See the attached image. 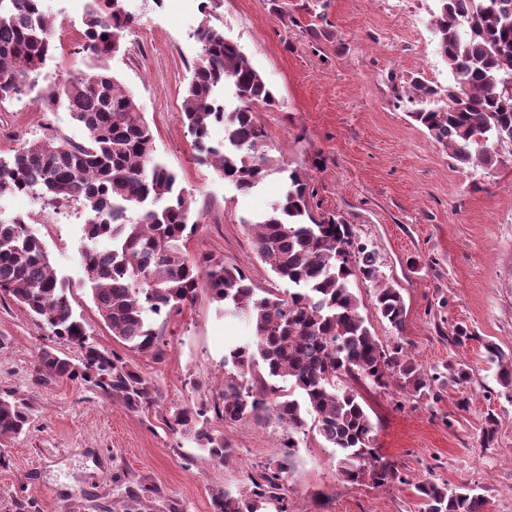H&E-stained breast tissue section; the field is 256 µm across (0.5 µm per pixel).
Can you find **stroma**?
<instances>
[{"label":"stroma","mask_w":512,"mask_h":512,"mask_svg":"<svg viewBox=\"0 0 512 512\" xmlns=\"http://www.w3.org/2000/svg\"><path fill=\"white\" fill-rule=\"evenodd\" d=\"M124 5L135 23L108 65L132 92L154 132L157 159L190 201L198 226L186 242L188 256L224 259L243 268L254 287H280L246 222L284 196L291 172L305 174L314 216L340 217L377 258L378 281L352 285L373 336L384 346L404 344L431 388L419 398L396 385L353 384L374 425L375 453L397 469L385 486L346 481L335 449L312 430L297 434L298 447L287 454L288 430L274 419L215 422L237 456L224 465L210 462L193 440L168 428V411L220 398L224 353L250 342V327L226 317L203 292L177 315L152 317L165 349L161 359L127 348L85 285L82 254L105 247L106 239L86 237L83 215L47 224L38 204L7 194L0 197V222H28L69 286L91 340L137 366L159 397L144 415L81 381L35 385L41 350L72 359L80 350L0 296V395L23 398L34 410L29 430L0 449V512H110L129 487L141 493V512H213L217 490L246 489L251 473L285 457L288 512H419L415 487L427 480L479 487L487 512H512V389L499 380L500 365L512 362V146L499 148L492 167L461 165L392 91L417 73L448 82L430 26L436 0ZM44 7L54 20L55 48L22 102L0 103L6 161L34 140L86 136L64 104L41 107L51 86L90 63L80 52L85 14L72 12L66 0H44ZM205 24L240 46L276 98L254 108L272 162L247 193L198 163L180 118L200 59L195 33ZM381 285L403 296L402 329L374 307ZM459 326L472 334L461 344L453 340ZM457 368L468 371L469 381L456 382ZM490 415L496 427L488 442L483 428Z\"/></svg>","instance_id":"1"}]
</instances>
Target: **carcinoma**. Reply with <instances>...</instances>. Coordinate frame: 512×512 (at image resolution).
<instances>
[{
  "label": "carcinoma",
  "instance_id": "obj_1",
  "mask_svg": "<svg viewBox=\"0 0 512 512\" xmlns=\"http://www.w3.org/2000/svg\"><path fill=\"white\" fill-rule=\"evenodd\" d=\"M0 12V102L20 94L40 73L54 48L43 0H15ZM133 23L123 0H90L83 50L99 59L118 53ZM430 26L436 53L448 67L445 86L409 76L394 87L408 104L409 117L463 165L489 167L497 150L512 144V0H437ZM201 45L182 104L181 120L193 138L198 159L250 190L261 182L269 160L261 154L267 131L252 106L271 105L274 93L249 58L217 28L197 31ZM233 83L240 105L229 111L215 96ZM48 101H64L87 138L74 143L57 137L30 142L13 159L0 160V196L32 189L51 205L74 206L85 216L90 238L106 237L112 248L86 251L82 261L97 311L123 345L156 358L164 354L148 314L180 312L202 291L223 306L224 315L252 326L253 340L224 355V393L215 403L173 407L166 422L193 437L210 460L223 465L235 457L224 434L210 420L238 422L276 417L288 426L284 447H297L293 434L314 430L339 457L348 481L370 478L383 486L397 470L373 452V424L359 394L340 386L344 376L379 389L396 381L420 393L423 371L403 345L383 347L359 312L351 283L374 280V253L355 241L350 225L334 216L316 218L306 197V176L293 172L290 186L269 213L248 223L258 255L289 289L258 294L249 277L224 259L191 260L185 241L197 226L177 176L155 158L154 133L132 93L106 67L78 70ZM214 125L224 127L222 150L209 143ZM163 201L165 205L157 206ZM0 294L23 306L51 334L81 349L74 363L50 350L35 362L34 382L61 379L92 384L131 412L156 407L157 389L120 353L89 341L73 311L70 288L53 268L44 243L23 219L0 223ZM375 308L389 324L403 327L406 310L400 291L380 288ZM282 378L288 389L270 404L278 388L266 377L244 378L259 366ZM32 407L0 396V446L29 428ZM288 463L279 460L249 475L250 487L215 496V512H264L284 501ZM422 512H485L486 499L467 484L448 488L427 481L416 486ZM140 497L130 491L112 502V512H138Z\"/></svg>",
  "mask_w": 512,
  "mask_h": 512
}]
</instances>
